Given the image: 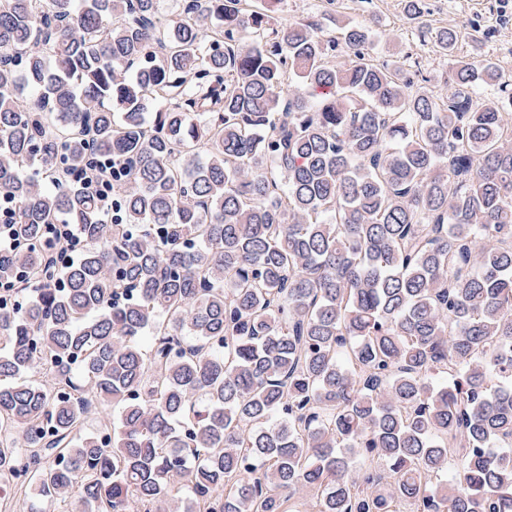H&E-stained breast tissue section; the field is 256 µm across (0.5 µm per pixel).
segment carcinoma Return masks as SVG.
Returning a JSON list of instances; mask_svg holds the SVG:
<instances>
[{
  "label": "carcinoma",
  "instance_id": "1",
  "mask_svg": "<svg viewBox=\"0 0 512 512\" xmlns=\"http://www.w3.org/2000/svg\"><path fill=\"white\" fill-rule=\"evenodd\" d=\"M281 2L0 0V277L33 293L0 307L1 490L512 512V80L444 28L439 104ZM107 160L110 224L73 179ZM51 229L59 248L50 254L49 261L58 270L66 268L82 252L84 240L74 224H53Z\"/></svg>",
  "mask_w": 512,
  "mask_h": 512
}]
</instances>
